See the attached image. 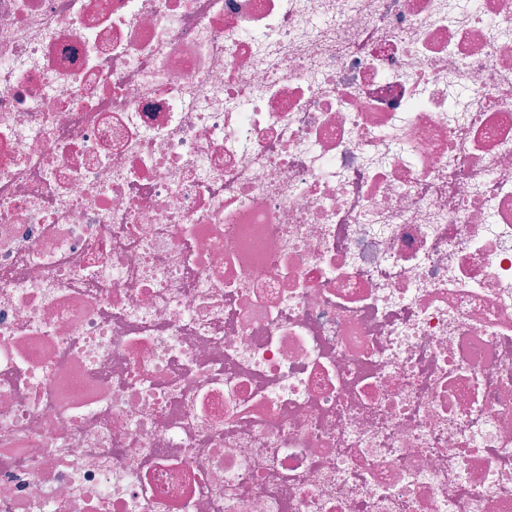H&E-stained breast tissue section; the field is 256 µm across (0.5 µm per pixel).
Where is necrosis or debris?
<instances>
[{
  "label": "necrosis or debris",
  "mask_w": 512,
  "mask_h": 512,
  "mask_svg": "<svg viewBox=\"0 0 512 512\" xmlns=\"http://www.w3.org/2000/svg\"><path fill=\"white\" fill-rule=\"evenodd\" d=\"M0 512H512V0H0Z\"/></svg>",
  "instance_id": "necrosis-or-debris-1"
}]
</instances>
